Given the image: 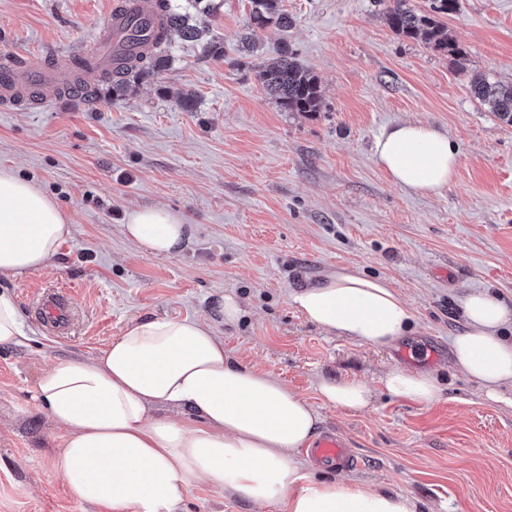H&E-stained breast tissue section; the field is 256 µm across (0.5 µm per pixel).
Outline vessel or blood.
Masks as SVG:
<instances>
[{"instance_id": "b4317fda", "label": "vessel or blood", "mask_w": 512, "mask_h": 512, "mask_svg": "<svg viewBox=\"0 0 512 512\" xmlns=\"http://www.w3.org/2000/svg\"><path fill=\"white\" fill-rule=\"evenodd\" d=\"M161 23L152 0H121L112 6L104 35L94 47L52 55L40 67L29 65L19 55L0 57V112L10 111L18 100L38 93L43 86L67 82L79 72L110 68L113 59L136 51V44L127 40L132 26L157 31ZM37 310L43 325L52 332L66 329L73 318L72 303L56 293L40 295ZM308 453L318 464L331 469L351 468L358 463L351 444L334 431H324L313 438Z\"/></svg>"}]
</instances>
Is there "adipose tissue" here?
Here are the masks:
<instances>
[{"mask_svg": "<svg viewBox=\"0 0 512 512\" xmlns=\"http://www.w3.org/2000/svg\"><path fill=\"white\" fill-rule=\"evenodd\" d=\"M374 157L394 185L420 196L447 188L459 160L445 133L412 122L382 131ZM125 232L158 255L176 253L188 238L181 216L158 205L131 211ZM70 234L54 198L0 169V277L44 268ZM288 301L323 331L379 348L396 344L415 322L398 289L355 267L330 269ZM462 315L453 362L499 398L512 388V340L503 336L512 309L478 291L463 298ZM380 382L389 396L422 405L440 393L426 372L395 367ZM318 393L324 404L349 410L372 399L355 377L321 379ZM32 398L64 434L55 468L71 496L108 512H176L205 481L282 512H418L409 496L311 476L300 451L318 427L317 410L270 374L231 362L223 340L197 319L137 321L94 360L42 371ZM160 407L168 417H155Z\"/></svg>", "mask_w": 512, "mask_h": 512, "instance_id": "adipose-tissue-1", "label": "adipose tissue"}]
</instances>
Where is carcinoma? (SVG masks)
<instances>
[{
	"mask_svg": "<svg viewBox=\"0 0 512 512\" xmlns=\"http://www.w3.org/2000/svg\"><path fill=\"white\" fill-rule=\"evenodd\" d=\"M164 19L160 34L146 39V48L127 59L123 64L106 72V80L112 83V95L121 97L128 88L130 79L147 80L157 77L171 61L172 39L205 42V46L216 54L222 47L208 37L209 30L199 26L196 16H210L217 9L216 0H188L194 13L180 11L173 0H155ZM251 12L247 31L240 36L241 51L252 55L260 34L271 28L283 30L292 25V20L279 6L280 0H250ZM458 0H432L431 12L417 13L408 6L407 0H389L385 19L396 33L435 49L457 54L452 38L444 33L437 16L456 10ZM255 78L279 106L286 112H318L322 97L317 78L296 59V55L282 45L276 56L255 66ZM471 93L490 105L494 116L505 124L512 125V82L504 83L487 73L469 75Z\"/></svg>",
	"mask_w": 512,
	"mask_h": 512,
	"instance_id": "cac0c4a2",
	"label": "carcinoma"
}]
</instances>
